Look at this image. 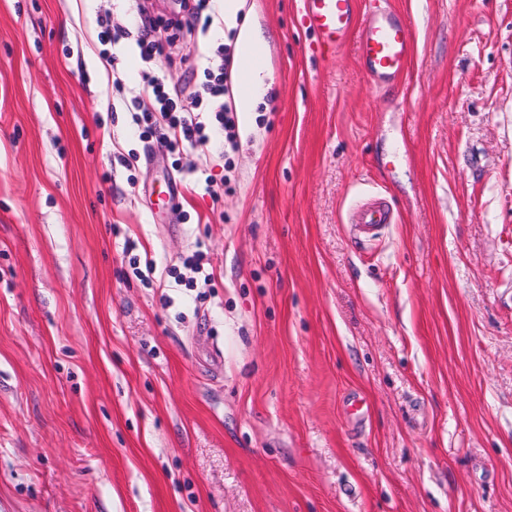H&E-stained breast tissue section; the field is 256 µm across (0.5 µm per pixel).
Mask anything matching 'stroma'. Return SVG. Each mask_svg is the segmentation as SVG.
<instances>
[{
  "mask_svg": "<svg viewBox=\"0 0 512 512\" xmlns=\"http://www.w3.org/2000/svg\"><path fill=\"white\" fill-rule=\"evenodd\" d=\"M390 4L386 90L245 0L267 90L228 156L113 88L139 13L175 82L224 39L192 0H0V512H512V0ZM191 7L190 17L187 25L190 29L199 26L202 29L210 27L214 22L215 14L212 8L213 0H194ZM352 223L360 232L358 240L368 241L387 224H391V216L386 204L376 199L358 207L352 215Z\"/></svg>",
  "mask_w": 512,
  "mask_h": 512,
  "instance_id": "35a3bbf8",
  "label": "stroma"
}]
</instances>
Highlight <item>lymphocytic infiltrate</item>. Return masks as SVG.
<instances>
[{
  "label": "lymphocytic infiltrate",
  "instance_id": "lymphocytic-infiltrate-1",
  "mask_svg": "<svg viewBox=\"0 0 512 512\" xmlns=\"http://www.w3.org/2000/svg\"><path fill=\"white\" fill-rule=\"evenodd\" d=\"M136 45L140 60L144 65L143 86L140 94L131 97L133 112L131 118L140 129L143 138L161 141L169 152L175 153L185 145L206 143L207 126L213 125L224 133V141L229 148H236V123L230 104L223 98L229 92L230 66L233 56L230 46L219 43L213 48L209 65L203 71L204 80L199 89L191 91L192 108L178 105L173 98V83L164 74L157 72L154 63L161 51L157 25L148 15H141ZM216 102L212 111L211 123H203L197 115L203 102Z\"/></svg>",
  "mask_w": 512,
  "mask_h": 512
}]
</instances>
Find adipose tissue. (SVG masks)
I'll return each mask as SVG.
<instances>
[{
	"mask_svg": "<svg viewBox=\"0 0 512 512\" xmlns=\"http://www.w3.org/2000/svg\"><path fill=\"white\" fill-rule=\"evenodd\" d=\"M264 38L260 30L241 29L238 33V66L234 75L239 89L236 106L239 112H253L258 100L264 95L265 75L260 60Z\"/></svg>",
	"mask_w": 512,
	"mask_h": 512,
	"instance_id": "adipose-tissue-1",
	"label": "adipose tissue"
}]
</instances>
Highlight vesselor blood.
Instances as JSON below:
<instances>
[{
  "label": "vessel or blood",
  "instance_id": "obj_1",
  "mask_svg": "<svg viewBox=\"0 0 512 512\" xmlns=\"http://www.w3.org/2000/svg\"><path fill=\"white\" fill-rule=\"evenodd\" d=\"M359 4L360 0H303V17L316 32L319 49L336 50L355 40L367 75L377 85L394 84L411 61L413 28L390 9L362 18ZM352 222L361 240L367 241L390 224L391 216L386 204L376 199L358 207Z\"/></svg>",
  "mask_w": 512,
  "mask_h": 512
}]
</instances>
